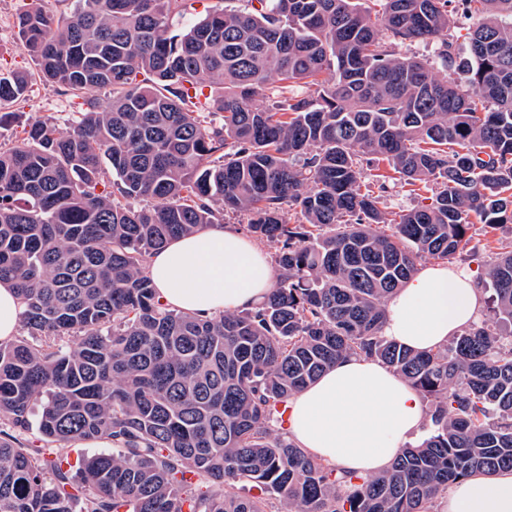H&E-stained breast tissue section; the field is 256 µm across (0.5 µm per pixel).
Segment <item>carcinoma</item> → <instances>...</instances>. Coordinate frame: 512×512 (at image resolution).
<instances>
[{
	"label": "carcinoma",
	"mask_w": 512,
	"mask_h": 512,
	"mask_svg": "<svg viewBox=\"0 0 512 512\" xmlns=\"http://www.w3.org/2000/svg\"><path fill=\"white\" fill-rule=\"evenodd\" d=\"M186 2L18 16L39 73L82 107L0 150V282L40 341L0 343V512H267L269 493L285 512H433L449 485L512 468V250L487 271L480 325L425 353L380 335L420 261L477 253L475 220L512 224V0H462L465 87L401 54L438 39L455 63L449 0H216L174 34ZM99 88L106 105L85 96ZM27 89L0 77V103ZM382 165L430 203L389 220ZM225 212L275 246V287L219 318L166 308L146 256ZM361 354L431 402L427 436L365 478L271 428L278 406ZM38 402L40 444L24 447ZM92 440L112 452L71 464L69 447Z\"/></svg>",
	"instance_id": "cac0c4a2"
}]
</instances>
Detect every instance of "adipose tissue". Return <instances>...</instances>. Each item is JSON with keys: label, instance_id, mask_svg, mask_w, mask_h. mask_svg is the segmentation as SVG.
<instances>
[{"label": "adipose tissue", "instance_id": "obj_1", "mask_svg": "<svg viewBox=\"0 0 512 512\" xmlns=\"http://www.w3.org/2000/svg\"><path fill=\"white\" fill-rule=\"evenodd\" d=\"M147 273L167 307L208 318L259 307L276 281L267 255L230 225L172 239L151 255ZM483 306L472 269L431 263L388 300L381 334L416 351L435 350L477 325ZM426 424L421 394L360 355L297 392L283 415L299 447L339 473L362 477L387 469ZM441 506L443 512H512V469L472 474L449 488Z\"/></svg>", "mask_w": 512, "mask_h": 512}]
</instances>
